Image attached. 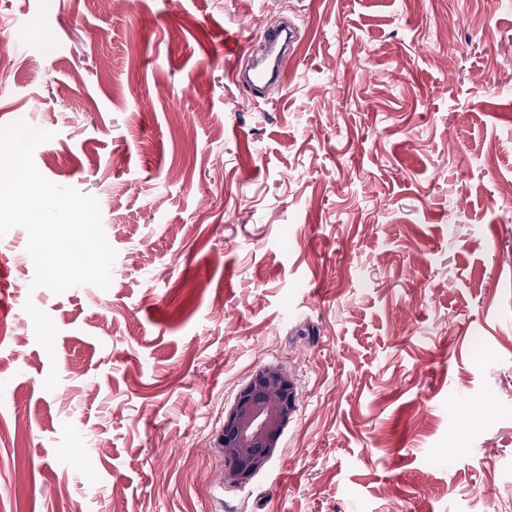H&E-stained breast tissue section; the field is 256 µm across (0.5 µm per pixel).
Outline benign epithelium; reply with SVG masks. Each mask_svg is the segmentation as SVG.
I'll return each instance as SVG.
<instances>
[{"mask_svg":"<svg viewBox=\"0 0 512 512\" xmlns=\"http://www.w3.org/2000/svg\"><path fill=\"white\" fill-rule=\"evenodd\" d=\"M295 411L292 384L282 369L268 366L253 374L218 438L224 454L225 484L242 486L265 466Z\"/></svg>","mask_w":512,"mask_h":512,"instance_id":"benign-epithelium-1","label":"benign epithelium"}]
</instances>
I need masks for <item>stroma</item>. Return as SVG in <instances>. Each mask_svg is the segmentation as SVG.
Listing matches in <instances>:
<instances>
[{
    "mask_svg": "<svg viewBox=\"0 0 512 512\" xmlns=\"http://www.w3.org/2000/svg\"><path fill=\"white\" fill-rule=\"evenodd\" d=\"M282 11L264 103L219 37ZM18 120L117 257L33 293L50 355L0 237V512H512V0H7ZM265 366L297 411L232 487L217 439Z\"/></svg>",
    "mask_w": 512,
    "mask_h": 512,
    "instance_id": "1",
    "label": "stroma"
}]
</instances>
